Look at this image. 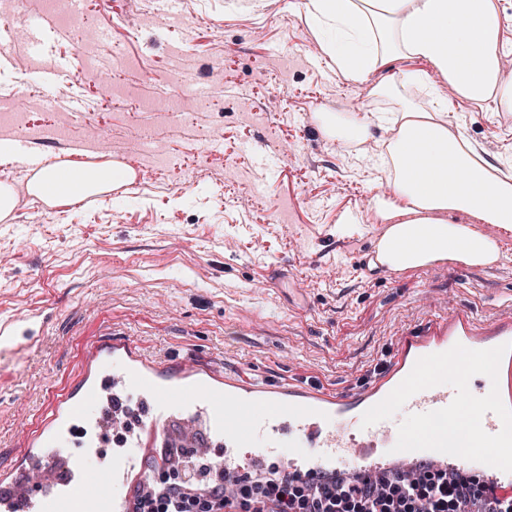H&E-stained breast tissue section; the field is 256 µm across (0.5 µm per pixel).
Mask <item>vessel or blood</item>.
Segmentation results:
<instances>
[{"label": "vessel or blood", "mask_w": 512, "mask_h": 512, "mask_svg": "<svg viewBox=\"0 0 512 512\" xmlns=\"http://www.w3.org/2000/svg\"><path fill=\"white\" fill-rule=\"evenodd\" d=\"M25 38L43 48L60 36L58 30L33 22ZM473 350L512 343V322L478 325L468 314L435 322L406 337L386 371L355 392L330 391L297 381L260 382L232 378L194 362L150 363L136 345L120 338L95 341L83 351L77 384L58 394L40 427L25 430L22 464L0 472V512H128L135 481L148 480L143 444L132 440L124 451L103 453V437L128 403L142 404V428L150 436L163 433L166 417L178 410L204 415L224 457L244 473L259 457L282 448H315L331 462L347 457L363 474L377 473L397 460L393 447L398 427L386 419L350 436L351 424L385 399L424 356L442 353L455 344ZM455 389L438 385L413 395L407 413H426L448 406ZM94 433L73 449L77 424Z\"/></svg>", "instance_id": "b4317fda"}]
</instances>
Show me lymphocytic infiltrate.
I'll return each mask as SVG.
<instances>
[{
  "label": "lymphocytic infiltrate",
  "mask_w": 512,
  "mask_h": 512,
  "mask_svg": "<svg viewBox=\"0 0 512 512\" xmlns=\"http://www.w3.org/2000/svg\"><path fill=\"white\" fill-rule=\"evenodd\" d=\"M165 466L185 467L183 482L156 479L135 493L133 512H512L478 476L445 466L387 469L374 477L331 474L322 480L277 466L238 475L175 445Z\"/></svg>",
  "instance_id": "f902f5d3"
}]
</instances>
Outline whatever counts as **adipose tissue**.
<instances>
[{"instance_id":"1","label":"adipose tissue","mask_w":512,"mask_h":512,"mask_svg":"<svg viewBox=\"0 0 512 512\" xmlns=\"http://www.w3.org/2000/svg\"><path fill=\"white\" fill-rule=\"evenodd\" d=\"M308 17L322 34L337 73L351 82L396 61L431 65L462 102L512 111V84L501 78V19L494 0H309ZM322 132L361 141L373 125L392 130L382 163L393 170L390 192L372 197L385 229L376 243L381 262L403 273L438 262L487 267L502 255L499 238L483 224L512 230V177L473 156L469 140L452 133L441 108L403 101L375 122L321 113ZM427 167L417 170L411 156ZM118 162L71 161L36 170L28 192L56 188L59 203L99 195L132 179Z\"/></svg>"}]
</instances>
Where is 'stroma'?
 <instances>
[{"instance_id": "1", "label": "stroma", "mask_w": 512, "mask_h": 512, "mask_svg": "<svg viewBox=\"0 0 512 512\" xmlns=\"http://www.w3.org/2000/svg\"><path fill=\"white\" fill-rule=\"evenodd\" d=\"M307 4L93 0L98 43L76 32L38 52L0 42V139L28 140L47 165L64 160L63 142L108 141L118 155L95 150L84 162L114 157L135 172L111 192L50 206L27 192L24 159L0 163V182L18 193L0 221V320L45 319L39 340L0 343V470L17 462L19 426H36L77 383L84 345L104 332L230 376L355 390L449 311L488 320L512 310V232L490 267L362 270L384 231L370 200L392 178L356 146L337 150L317 121L393 108L367 84L425 108L436 96L449 129L512 175V111L458 102L424 63L394 62L363 85L341 78L309 51L319 36ZM89 55L118 61L114 94L140 111L98 107L96 78L80 68ZM46 66L56 83L77 84L80 111H47ZM150 139L168 143L171 165Z\"/></svg>"}]
</instances>
